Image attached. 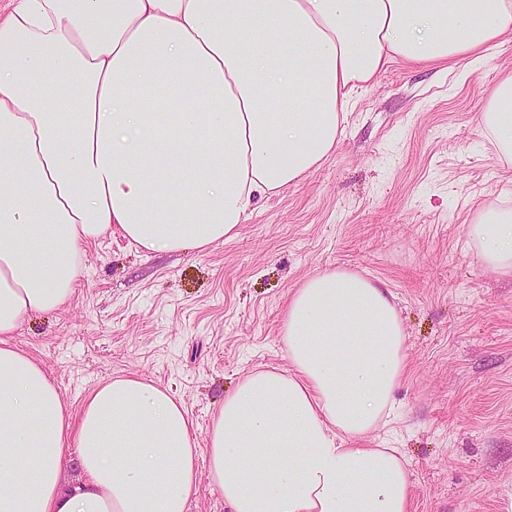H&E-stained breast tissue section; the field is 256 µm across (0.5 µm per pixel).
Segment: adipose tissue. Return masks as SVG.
<instances>
[{
  "mask_svg": "<svg viewBox=\"0 0 512 512\" xmlns=\"http://www.w3.org/2000/svg\"><path fill=\"white\" fill-rule=\"evenodd\" d=\"M0 14V512H188L198 459L229 512H409L386 424L407 332L386 282L305 277L282 314L286 370L246 376L205 443L179 400L137 376L79 414L12 344L68 304L88 244L204 252L256 197L335 150L358 87L393 60L476 68L512 37V0H12ZM58 78L68 111L43 105ZM482 124L512 159V76ZM479 262L512 274V207L477 211ZM76 464L80 481L61 479Z\"/></svg>",
  "mask_w": 512,
  "mask_h": 512,
  "instance_id": "ef3b65f1",
  "label": "adipose tissue"
}]
</instances>
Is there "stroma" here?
<instances>
[{
  "label": "stroma",
  "mask_w": 512,
  "mask_h": 512,
  "mask_svg": "<svg viewBox=\"0 0 512 512\" xmlns=\"http://www.w3.org/2000/svg\"><path fill=\"white\" fill-rule=\"evenodd\" d=\"M512 72V41L447 75L390 62L356 90L335 152L257 201L207 252L153 253L113 231L88 246L69 304L24 320L72 412L134 374L181 400L197 438L251 372L287 369L288 294L346 268L385 281L406 328L408 374L371 435L406 457L410 512H512V277L483 266L466 226L512 192V163L480 125Z\"/></svg>",
  "instance_id": "35a3bbf8"
}]
</instances>
